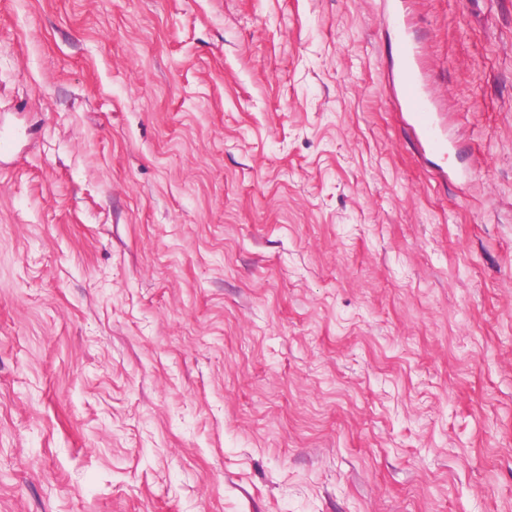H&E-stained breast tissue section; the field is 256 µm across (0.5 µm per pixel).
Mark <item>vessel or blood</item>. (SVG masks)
<instances>
[{
    "instance_id": "vessel-or-blood-1",
    "label": "vessel or blood",
    "mask_w": 512,
    "mask_h": 512,
    "mask_svg": "<svg viewBox=\"0 0 512 512\" xmlns=\"http://www.w3.org/2000/svg\"><path fill=\"white\" fill-rule=\"evenodd\" d=\"M421 52L417 44L402 45L397 73L408 123L420 141L435 154L447 152L448 136L439 125L434 101L420 80Z\"/></svg>"
}]
</instances>
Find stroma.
<instances>
[{"mask_svg": "<svg viewBox=\"0 0 512 512\" xmlns=\"http://www.w3.org/2000/svg\"><path fill=\"white\" fill-rule=\"evenodd\" d=\"M0 0V512H512V0ZM400 39L397 81L407 110L408 123L432 153H447L450 144L448 136L441 130L438 115L434 111V101L420 80V48L416 43L404 45Z\"/></svg>", "mask_w": 512, "mask_h": 512, "instance_id": "obj_1", "label": "stroma"}]
</instances>
